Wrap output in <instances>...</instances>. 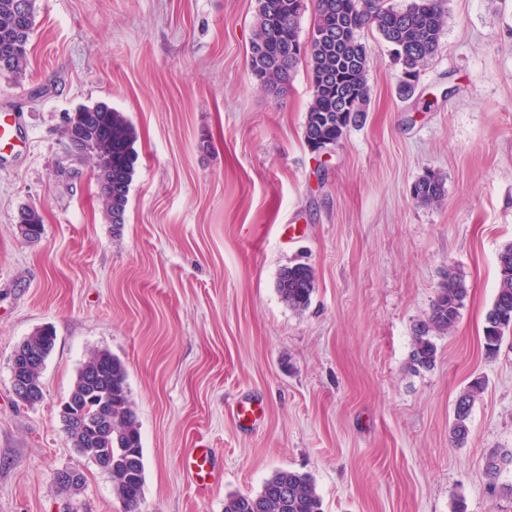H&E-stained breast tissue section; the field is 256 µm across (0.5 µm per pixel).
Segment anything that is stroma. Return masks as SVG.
<instances>
[{
  "mask_svg": "<svg viewBox=\"0 0 512 512\" xmlns=\"http://www.w3.org/2000/svg\"><path fill=\"white\" fill-rule=\"evenodd\" d=\"M447 24L412 96L366 32L362 124L317 154L303 139L313 88L299 65L273 97L247 68L255 0H36L28 66L0 76V108L31 139L0 157V512H124L106 473L58 418L79 369L106 350L127 370L140 427V512H224L273 471L310 474L323 512H512L484 459L512 449V338L486 357L483 326L512 243V0H447ZM106 102L130 122L125 222L102 212L95 172L70 156L60 116ZM439 174L436 205L415 181ZM39 211L35 242L16 230ZM310 265L296 312L280 269ZM468 296L434 365L413 336L449 271ZM55 346L44 398L12 396L11 358L38 328ZM477 376L465 446L454 402ZM245 399L258 422L239 426ZM211 448L221 480L198 493L182 458ZM83 473L65 491L58 471ZM414 197L422 204L439 203L445 195L444 180L435 173H427L414 183ZM18 224H26L28 229L21 235L24 240L37 241L43 233L42 217L38 210L25 207L19 212Z\"/></svg>",
  "mask_w": 512,
  "mask_h": 512,
  "instance_id": "1",
  "label": "stroma"
}]
</instances>
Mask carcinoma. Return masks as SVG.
Here are the masks:
<instances>
[{
	"mask_svg": "<svg viewBox=\"0 0 512 512\" xmlns=\"http://www.w3.org/2000/svg\"><path fill=\"white\" fill-rule=\"evenodd\" d=\"M36 0H0V76H22L28 65L30 38L35 26ZM305 0H256L255 25L248 54L251 76L270 93L284 94L300 62L309 68L313 96L303 124V138L312 150L337 145L348 129L360 122L369 101L367 71L369 50L362 41L366 30L376 31L391 47L400 65L399 89L412 90L421 68L437 51L446 24L443 0H410L403 9L387 0H315L311 43L303 56L290 54L302 44L300 18ZM65 140L80 138L87 151L81 158L94 164L105 217L119 226L125 223L130 185L137 160L134 130L127 119L109 105L79 106L70 113L69 124L59 126ZM414 197L422 204L440 202L444 180L428 173L414 183ZM18 223L27 226L22 238L33 242L43 233L38 210L25 207ZM500 284L485 315L483 349L492 357L506 337L512 335V245L498 254ZM315 289L311 266L297 263L283 267L277 291L294 311L308 307ZM464 279L453 270L436 290L428 320L416 329L411 352L413 367L434 365L437 346L432 334L449 335L460 319L467 297ZM55 331L41 327L15 351L16 363L34 353L46 360L55 345ZM43 365L29 374L30 405L42 401ZM484 382L472 380L456 398L449 430L452 443L464 446L471 429V412ZM73 402L98 418L82 429L69 411L58 412L62 428L79 456L112 479V487L125 512H139L143 500L144 463L141 433L133 410L123 362L108 351L91 355L80 369L69 393ZM512 469V449H497L485 457L484 471L496 483L503 471ZM224 512H322L321 497L312 477L298 471L278 469L256 494H234L224 500Z\"/></svg>",
	"mask_w": 512,
	"mask_h": 512,
	"instance_id": "cac0c4a2",
	"label": "carcinoma"
}]
</instances>
